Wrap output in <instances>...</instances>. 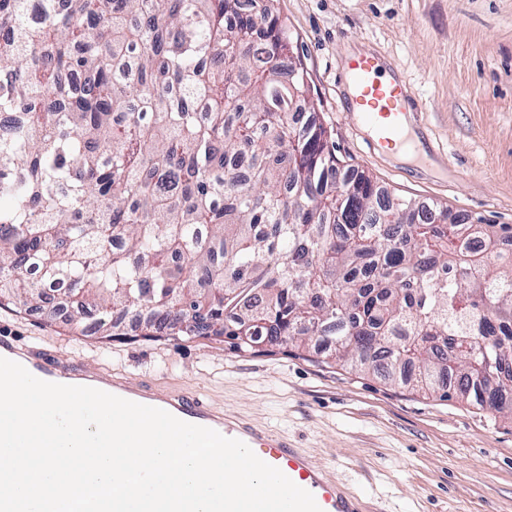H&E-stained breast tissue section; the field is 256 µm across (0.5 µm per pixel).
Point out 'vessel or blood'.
Wrapping results in <instances>:
<instances>
[{
	"label": "vessel or blood",
	"instance_id": "vessel-or-blood-1",
	"mask_svg": "<svg viewBox=\"0 0 512 512\" xmlns=\"http://www.w3.org/2000/svg\"><path fill=\"white\" fill-rule=\"evenodd\" d=\"M351 99L359 111L355 120L367 128L373 142L380 146H408L417 152L407 134V114L414 98L400 79L383 81L375 58L354 57L344 73ZM0 357L24 366L35 377L52 382L59 378H87L93 388L126 400L163 409L178 419L214 429L222 435L246 443L264 462L279 468L291 481L310 491L321 512H363V497L329 480L323 469L316 467L287 436L254 427L252 424L224 414L203 396L193 391L161 394L140 385L131 384L127 377L107 378L96 373L84 374L80 368L63 363L39 347H19L15 340L0 337Z\"/></svg>",
	"mask_w": 512,
	"mask_h": 512
}]
</instances>
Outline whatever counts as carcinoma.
Returning a JSON list of instances; mask_svg holds the SVG:
<instances>
[{
    "mask_svg": "<svg viewBox=\"0 0 512 512\" xmlns=\"http://www.w3.org/2000/svg\"><path fill=\"white\" fill-rule=\"evenodd\" d=\"M274 0H0V307L323 346L501 413L512 225L337 154ZM309 117L301 120V109ZM35 263L36 276L26 269Z\"/></svg>",
    "mask_w": 512,
    "mask_h": 512,
    "instance_id": "obj_1",
    "label": "carcinoma"
}]
</instances>
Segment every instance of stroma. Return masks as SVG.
Returning <instances> with one entry per match:
<instances>
[{
    "label": "stroma",
    "mask_w": 512,
    "mask_h": 512,
    "mask_svg": "<svg viewBox=\"0 0 512 512\" xmlns=\"http://www.w3.org/2000/svg\"><path fill=\"white\" fill-rule=\"evenodd\" d=\"M339 154L403 198L512 224V0H275ZM403 73L423 107L409 126L428 162L371 146L341 72L352 52ZM0 331L89 372L201 393L225 413L294 438L362 493L366 512H512V420L458 398L297 350L242 352L227 338L110 340L0 309Z\"/></svg>",
    "instance_id": "stroma-1"
}]
</instances>
